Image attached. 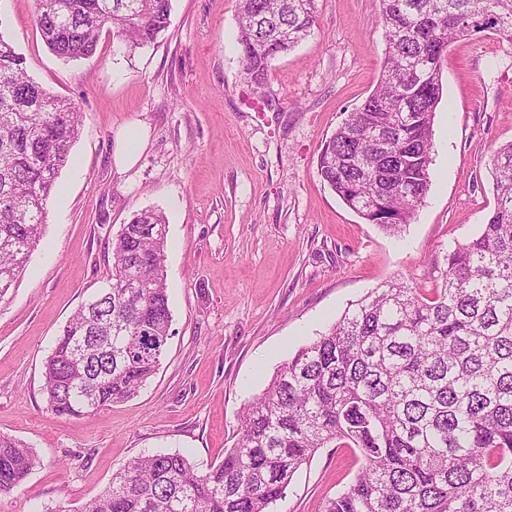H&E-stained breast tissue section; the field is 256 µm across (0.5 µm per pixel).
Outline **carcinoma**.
Listing matches in <instances>:
<instances>
[{"instance_id":"1","label":"carcinoma","mask_w":512,"mask_h":512,"mask_svg":"<svg viewBox=\"0 0 512 512\" xmlns=\"http://www.w3.org/2000/svg\"><path fill=\"white\" fill-rule=\"evenodd\" d=\"M386 48L376 89L325 140L318 174L362 219L395 234L431 185L441 62L455 40L492 30L512 41V0H382ZM57 57L92 56L112 33L128 53L171 24V0H34ZM316 0H237L244 78L264 88L272 62L313 33ZM418 85L399 120L401 86ZM81 108L51 93L0 34V295L43 237ZM397 166L416 202L376 192L366 173ZM496 206L444 257L422 297L395 280L350 305L242 409L236 441L202 470L180 453L139 455L80 512H271L321 448L363 465L324 512H512V143L491 158ZM165 216L135 212L112 238V281L72 316L44 362L47 409L87 416L137 395L172 336ZM0 435V493L38 465Z\"/></svg>"}]
</instances>
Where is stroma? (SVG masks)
<instances>
[{"mask_svg":"<svg viewBox=\"0 0 512 512\" xmlns=\"http://www.w3.org/2000/svg\"><path fill=\"white\" fill-rule=\"evenodd\" d=\"M381 8L317 0L313 34L273 61L258 92L238 62L236 0H172L155 43L125 53L106 33L77 61L46 48L33 0H0V35L35 80L83 112L44 236L0 297V434L40 459L21 489L0 495V512H77L141 454L220 461L244 404L350 304L394 279L424 294L440 287L436 265L496 205L490 156L512 142V42L484 31L450 45L431 186L392 236L317 171L325 138L377 84ZM145 209L167 218L173 336L159 370L126 402L57 417L43 363L107 286L113 237ZM359 468L350 449H319L273 512H323Z\"/></svg>","mask_w":512,"mask_h":512,"instance_id":"35a3bbf8","label":"stroma"}]
</instances>
